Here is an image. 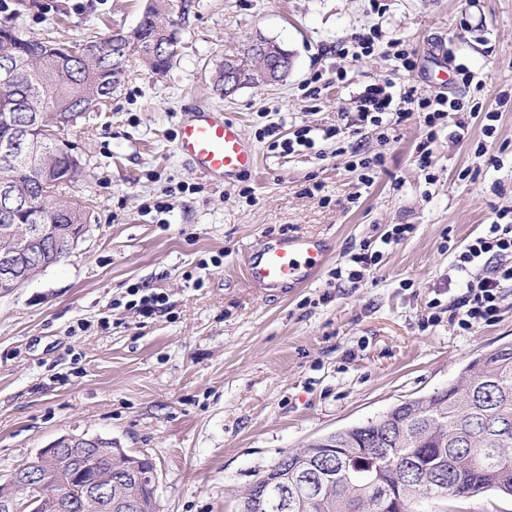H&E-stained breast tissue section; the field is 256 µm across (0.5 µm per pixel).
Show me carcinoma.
I'll return each instance as SVG.
<instances>
[{
	"mask_svg": "<svg viewBox=\"0 0 512 512\" xmlns=\"http://www.w3.org/2000/svg\"><path fill=\"white\" fill-rule=\"evenodd\" d=\"M186 0H149L139 26L128 34L96 41L97 53L84 45L26 36L0 23V67L20 71L17 81L0 86V147L12 144L23 129L24 145L0 158V182L34 206L0 201V251L10 244L11 226L38 224L39 214L56 224L52 248L61 258L68 241L90 212L59 193L80 170L73 148L58 136L61 127L112 99L129 58L137 57L153 74L163 75L179 56L181 44L164 17ZM230 57L246 86H260L258 72L271 66L247 46ZM332 448L307 447L288 454V478L313 469L330 473L312 497L297 496L288 512H413L414 502L433 497L478 495L492 491L512 497V344H503L470 361L448 387L427 399L404 402L362 425L331 434ZM123 455L81 458L57 456L49 463L26 461L58 477L55 490L68 495L66 479L112 470V501L131 508L114 512H156L154 467L140 456L136 477L120 480Z\"/></svg>",
	"mask_w": 512,
	"mask_h": 512,
	"instance_id": "1",
	"label": "carcinoma"
}]
</instances>
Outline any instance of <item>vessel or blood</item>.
Listing matches in <instances>:
<instances>
[{
  "instance_id": "1",
  "label": "vessel or blood",
  "mask_w": 512,
  "mask_h": 512,
  "mask_svg": "<svg viewBox=\"0 0 512 512\" xmlns=\"http://www.w3.org/2000/svg\"><path fill=\"white\" fill-rule=\"evenodd\" d=\"M177 150L216 184L253 172L257 166V153L241 125L209 107L181 112ZM327 256L323 240L315 236L262 237L249 250L245 271L253 287L283 294L310 284Z\"/></svg>"
}]
</instances>
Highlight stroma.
<instances>
[{
  "instance_id": "obj_1",
  "label": "stroma",
  "mask_w": 512,
  "mask_h": 512,
  "mask_svg": "<svg viewBox=\"0 0 512 512\" xmlns=\"http://www.w3.org/2000/svg\"><path fill=\"white\" fill-rule=\"evenodd\" d=\"M146 3L0 0V22L79 43L130 32ZM174 26L182 49L165 75L131 60L107 107L61 133L83 163L62 192L88 206L90 230L0 295V477L62 435H98L153 459L159 512H239L282 455L429 398L512 342V284L493 322L465 332L450 319L464 292L450 269L456 246L512 213V0H191ZM372 31L371 56L345 55ZM257 32L292 54L288 76L220 95L216 67ZM396 39L413 71H394ZM461 69L471 83L458 82ZM388 78L474 115L462 140L440 134L429 171L415 161V115L384 116L390 140L372 127L348 138L385 158L367 189L335 140L282 155L259 136L271 122L287 134L341 124L366 85ZM191 104L242 126L253 173L216 185L178 154L177 119ZM488 111L500 114L490 138L479 119ZM395 224L415 230L381 246L361 281L332 278ZM299 233L329 247L316 279L281 297L253 288L247 248ZM136 283L164 292L165 310L125 307ZM419 508L512 512V500L488 491Z\"/></svg>"
}]
</instances>
